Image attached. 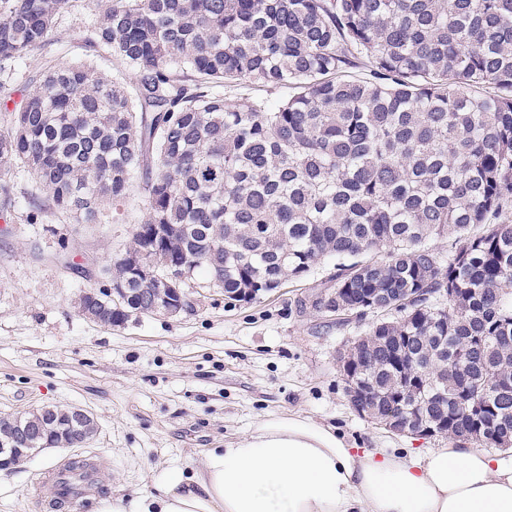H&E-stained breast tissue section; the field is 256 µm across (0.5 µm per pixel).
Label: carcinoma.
<instances>
[{"instance_id":"cac0c4a2","label":"carcinoma","mask_w":512,"mask_h":512,"mask_svg":"<svg viewBox=\"0 0 512 512\" xmlns=\"http://www.w3.org/2000/svg\"><path fill=\"white\" fill-rule=\"evenodd\" d=\"M69 0H0V87ZM89 42L135 73L89 64L29 81L0 134V172L47 191L29 223L93 222L138 187L123 254L188 262L224 296L303 281L369 328L367 418L405 413L452 440L512 449V0H98ZM364 59L370 73L348 79ZM292 89L240 106L232 88ZM448 240L443 259L435 242ZM105 280L142 288L117 260Z\"/></svg>"}]
</instances>
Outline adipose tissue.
Segmentation results:
<instances>
[{
    "mask_svg": "<svg viewBox=\"0 0 512 512\" xmlns=\"http://www.w3.org/2000/svg\"><path fill=\"white\" fill-rule=\"evenodd\" d=\"M93 512H512V462L449 441L425 453L352 448L336 428L270 418L201 470L162 471L130 503Z\"/></svg>",
    "mask_w": 512,
    "mask_h": 512,
    "instance_id": "obj_1",
    "label": "adipose tissue"
}]
</instances>
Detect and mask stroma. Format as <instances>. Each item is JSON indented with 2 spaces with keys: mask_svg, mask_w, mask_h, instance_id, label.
Instances as JSON below:
<instances>
[{
  "mask_svg": "<svg viewBox=\"0 0 512 512\" xmlns=\"http://www.w3.org/2000/svg\"><path fill=\"white\" fill-rule=\"evenodd\" d=\"M96 10L94 0H71L47 42L18 62L0 99L21 101L26 82L59 62H89L114 75L118 61L88 41ZM32 195L46 192L23 169L0 175V416L76 406L95 417L98 432L81 449L50 448L0 472V512H47L52 489L39 478L77 452L111 460L99 496H131L152 490L162 470L199 468L208 450L268 417L333 426L361 448L447 447V438L394 434L351 409L338 356L372 318L340 324L314 309L329 267L249 303L226 298L199 273L188 283L192 311L104 327L83 318L76 300L102 286L100 270L144 221L142 194L105 204L93 224L53 213L28 223Z\"/></svg>",
  "mask_w": 512,
  "mask_h": 512,
  "instance_id": "obj_1",
  "label": "stroma"
}]
</instances>
